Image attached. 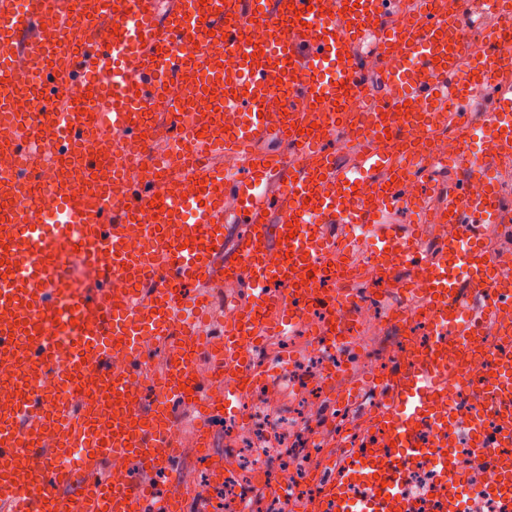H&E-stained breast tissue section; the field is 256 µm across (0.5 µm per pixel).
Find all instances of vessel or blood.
<instances>
[{"label": "vessel or blood", "mask_w": 512, "mask_h": 512, "mask_svg": "<svg viewBox=\"0 0 512 512\" xmlns=\"http://www.w3.org/2000/svg\"><path fill=\"white\" fill-rule=\"evenodd\" d=\"M503 5L464 0L449 17L431 0H206L200 7L188 0H29L24 8L0 0V115L51 103L64 117L45 134L20 128L11 151L41 156L50 138L63 161L98 174L104 165L85 100L110 117L113 146L139 145L147 113L181 110L169 88L193 71L192 103L206 127L193 150L243 162L235 175L197 168L191 199L173 195L158 166L127 181L112 202L103 191L88 197L61 185L57 223L21 210L8 217L14 231L0 225V375L13 390L0 400V512H208L198 496L159 490L178 456L173 403L198 411L195 444L210 447L211 418L237 413L259 377L249 348L308 311L342 310L334 281L348 276L366 236L382 279L427 299L433 342L386 376L385 404L370 432L330 459L320 501L303 512H464L465 476L446 450L449 429L460 423L448 395L465 377L455 341L482 339L495 322L512 324L511 285L474 294L491 277V237L512 223L481 181L512 159ZM47 13L54 26L42 25ZM475 15L489 25L471 51L461 30ZM254 28V44L242 45ZM77 32L83 52L66 57ZM210 43L242 48L234 70L197 54ZM20 51L39 61L26 93L7 79ZM364 56L377 71L360 66ZM104 62L111 82H90L88 68ZM375 82L382 95L372 92ZM355 95L366 105L352 126L346 106ZM478 95L485 107L470 137L491 140V149L461 146L448 190L434 184L411 196L422 155L458 134L450 112L471 111ZM331 135L346 137L349 164L338 165L325 149ZM270 140L298 149L303 163L263 150ZM433 196L436 219L454 225V234L429 246L423 225L389 223L391 211L406 207L425 215ZM135 224L143 244L133 249ZM338 226L348 238L341 253ZM76 234L99 276L90 288L74 287L60 263ZM116 277L130 288L112 289ZM220 281L245 288L248 304L237 317H213L211 336H198L186 317L198 301L185 289ZM148 336L175 349L158 372L142 346ZM474 378L512 406L511 334L499 335ZM467 431L477 446L473 470L497 512H512V409ZM432 447L444 454L429 495L406 496L400 463ZM76 452L80 465H67Z\"/></svg>", "instance_id": "vessel-or-blood-1"}]
</instances>
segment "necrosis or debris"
Segmentation results:
<instances>
[{
    "label": "necrosis or debris",
    "instance_id": "obj_1",
    "mask_svg": "<svg viewBox=\"0 0 512 512\" xmlns=\"http://www.w3.org/2000/svg\"><path fill=\"white\" fill-rule=\"evenodd\" d=\"M0 172L28 182L19 201L34 204L46 224L57 221L54 186L67 184L78 194L88 190L62 161L28 162L0 153ZM352 291L361 306L338 327L335 340L314 336L310 318L283 332L284 343L305 342L306 360L271 359L263 349H254L252 358L266 370L267 379L255 386L238 415L224 419L225 429L238 435L236 447L224 451L234 462L224 482L225 512H281L317 500L329 478L323 437L334 435L340 447L360 438L359 418L382 400L376 379L403 360L407 350L428 346L426 314L410 298L389 290L373 293L359 283ZM368 324L377 335L369 344L361 339ZM272 389L287 396V404L271 405ZM307 395L313 397L315 411L304 408ZM269 485L279 487V494H266Z\"/></svg>",
    "mask_w": 512,
    "mask_h": 512
}]
</instances>
